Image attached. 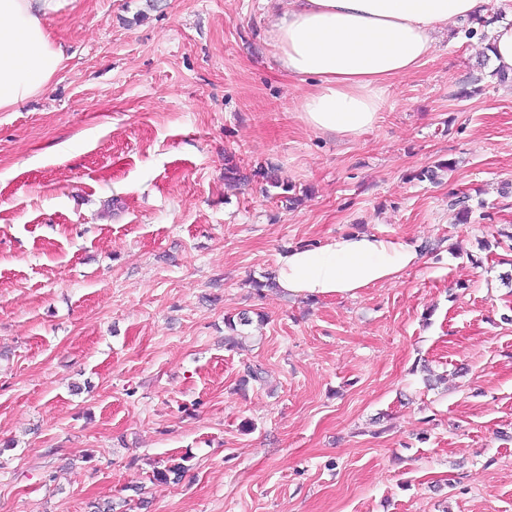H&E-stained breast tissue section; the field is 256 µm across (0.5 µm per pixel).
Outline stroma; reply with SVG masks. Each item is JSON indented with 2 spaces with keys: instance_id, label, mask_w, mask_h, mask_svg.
<instances>
[{
  "instance_id": "35a3bbf8",
  "label": "stroma",
  "mask_w": 512,
  "mask_h": 512,
  "mask_svg": "<svg viewBox=\"0 0 512 512\" xmlns=\"http://www.w3.org/2000/svg\"><path fill=\"white\" fill-rule=\"evenodd\" d=\"M282 6L47 19L62 71L0 112V512H512V87L489 33L461 21L342 139L299 117L266 29ZM348 231L421 259L355 298L249 288Z\"/></svg>"
}]
</instances>
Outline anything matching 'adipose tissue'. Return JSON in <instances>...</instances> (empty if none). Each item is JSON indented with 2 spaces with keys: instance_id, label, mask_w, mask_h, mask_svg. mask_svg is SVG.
<instances>
[{
  "instance_id": "obj_1",
  "label": "adipose tissue",
  "mask_w": 512,
  "mask_h": 512,
  "mask_svg": "<svg viewBox=\"0 0 512 512\" xmlns=\"http://www.w3.org/2000/svg\"><path fill=\"white\" fill-rule=\"evenodd\" d=\"M77 0H0V111L38 96L63 68L65 51L45 20ZM487 0H288L269 16L281 68L315 80L298 112L310 128L351 139L373 126L386 86L418 68L435 37L482 17ZM418 259L407 242L350 232L296 246L271 275L293 298L356 297L396 282Z\"/></svg>"
}]
</instances>
